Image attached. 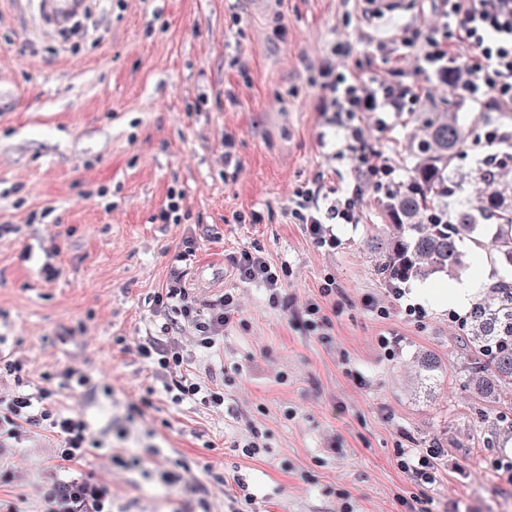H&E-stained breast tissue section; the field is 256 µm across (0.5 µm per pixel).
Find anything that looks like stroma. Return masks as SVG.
<instances>
[{
	"instance_id": "obj_1",
	"label": "stroma",
	"mask_w": 512,
	"mask_h": 512,
	"mask_svg": "<svg viewBox=\"0 0 512 512\" xmlns=\"http://www.w3.org/2000/svg\"><path fill=\"white\" fill-rule=\"evenodd\" d=\"M36 17L34 0H0V225L13 227L0 237V357L21 365L27 393L50 390L59 411L82 415L90 439L77 463L58 460L61 439L47 430L0 439V512H38L76 475L110 486L111 512H406L413 500L421 512H512V478L497 466L512 460V437L485 445L512 411V388L475 413L448 319L467 313L449 305L453 290L480 297L500 267L468 248L457 275L406 284L402 307L378 319L361 307L386 295L366 245L379 221L373 186L359 223L335 225L331 251L288 213L316 177L342 195L354 185L358 142L345 117L319 109L317 66L335 44L346 48L339 69L420 98L363 127L359 143L390 159L394 181L414 164L419 113L465 116L450 168L466 181L451 205L478 206L477 173L500 127L494 101L461 103L417 74V48L388 60L372 46L409 27L425 40L432 0H405L389 21L363 0H93L88 29L67 39ZM172 190L180 221L159 223ZM253 212L260 223H236ZM253 246L290 264L282 295L295 305L335 277L341 313L328 342L225 269V253ZM174 271L197 306L236 294L241 320L213 348L183 321L161 334L168 317L155 296ZM413 303L424 318L405 315ZM160 336L191 376L223 391V406L174 400L169 375L138 352ZM426 351L443 364L430 394L403 381ZM254 434L264 451L249 458L237 446ZM402 448L442 449L438 481L412 484Z\"/></svg>"
}]
</instances>
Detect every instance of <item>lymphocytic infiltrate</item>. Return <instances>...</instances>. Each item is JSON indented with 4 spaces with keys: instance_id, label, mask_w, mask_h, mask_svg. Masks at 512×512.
<instances>
[{
    "instance_id": "f902f5d3",
    "label": "lymphocytic infiltrate",
    "mask_w": 512,
    "mask_h": 512,
    "mask_svg": "<svg viewBox=\"0 0 512 512\" xmlns=\"http://www.w3.org/2000/svg\"><path fill=\"white\" fill-rule=\"evenodd\" d=\"M444 18L440 36L428 37L420 49L425 72L448 84L451 93L461 101L481 104L486 98L498 101L502 111L512 112V0H438ZM466 45L471 54L459 61L453 53L454 44ZM321 86L326 92L321 109L345 114L355 123L367 112H409L417 98L399 84L384 79L364 82L351 73L337 71L332 56H324L318 66ZM394 165L382 154L372 151L356 158L355 185L347 196L329 197L321 181L297 190L290 215L309 239L320 248H335L337 224H355L360 220L362 186L372 183L379 191L388 190ZM225 259L235 276L244 283H256L265 288L271 307L283 306L282 290L292 274L290 266L274 263L262 251L247 248L226 254ZM340 289L334 277H326L318 286L316 297L304 307L291 310L295 325L307 332H324L339 316L333 300ZM158 306L168 307L178 317L193 325L205 348L214 347L216 340L235 323L238 312L235 297L224 293L206 307H198L185 289L171 287L158 293ZM144 358L156 359L161 369L172 370L171 387L180 396H201L203 403L223 405L224 395L215 390H203L180 369L184 357L174 345L152 340L142 345ZM28 427H45L62 438L64 446L59 458L79 462L85 456L88 426L76 415L58 411L50 393L38 399L17 394L0 399V435L18 437ZM400 467L408 479L417 485L435 484L440 473L441 451L437 448L401 451ZM109 491L105 486L85 477L71 478L63 498L47 496L43 512H105Z\"/></svg>"
}]
</instances>
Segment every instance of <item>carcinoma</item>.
I'll use <instances>...</instances> for the list:
<instances>
[{
	"instance_id": "carcinoma-1",
	"label": "carcinoma",
	"mask_w": 512,
	"mask_h": 512,
	"mask_svg": "<svg viewBox=\"0 0 512 512\" xmlns=\"http://www.w3.org/2000/svg\"><path fill=\"white\" fill-rule=\"evenodd\" d=\"M418 161L412 174L381 201L386 224L372 236L376 276L393 287L465 265L464 244L489 251L490 258L512 268V183H488L479 210L499 232L491 244L478 238L474 211L438 207L457 184L448 166L465 139L458 115L438 112L424 122ZM463 385L482 394L512 387V275H504L471 309L463 328Z\"/></svg>"
}]
</instances>
